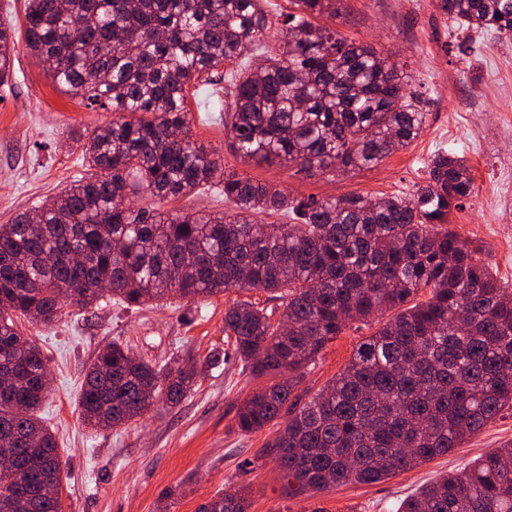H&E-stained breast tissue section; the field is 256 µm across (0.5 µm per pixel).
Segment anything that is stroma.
I'll use <instances>...</instances> for the list:
<instances>
[{"mask_svg": "<svg viewBox=\"0 0 512 512\" xmlns=\"http://www.w3.org/2000/svg\"><path fill=\"white\" fill-rule=\"evenodd\" d=\"M24 8L25 0H0V18L11 21L17 36L13 75L0 85V224L37 209L82 174L76 135L112 118L111 110L62 93L46 75L23 38ZM331 25L412 73L409 90L428 114L416 141L373 167L309 179L277 164L242 163L227 150L223 122L202 120L191 97L194 139L223 152L226 166L299 197H407L424 181L434 153H454L469 168L475 193L452 211L450 227L480 246V259L512 291V38L459 28L435 0H344ZM267 299V292L251 290L136 310L104 302L71 309L50 327L27 326L49 369L50 393L40 415L65 464V512H198L233 482L249 486L250 512H397L424 484L512 443L511 409L448 455L382 482L292 490L266 454L276 426L253 433L237 426L240 406L264 379L243 372L235 359L216 368L204 364L209 355L232 349L225 308L236 300ZM374 331L371 325L344 330L298 386L301 399L334 378ZM115 340L147 360L202 362L194 390L177 406L155 404L128 424L86 427L81 383L99 351Z\"/></svg>", "mask_w": 512, "mask_h": 512, "instance_id": "obj_1", "label": "stroma"}]
</instances>
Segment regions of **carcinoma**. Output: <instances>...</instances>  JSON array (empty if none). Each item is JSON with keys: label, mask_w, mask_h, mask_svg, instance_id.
I'll return each mask as SVG.
<instances>
[{"label": "carcinoma", "mask_w": 512, "mask_h": 512, "mask_svg": "<svg viewBox=\"0 0 512 512\" xmlns=\"http://www.w3.org/2000/svg\"><path fill=\"white\" fill-rule=\"evenodd\" d=\"M265 0H27L25 41L65 93L118 117L79 136L78 177L42 207L0 224V512H63V462L38 410L48 368L22 325L53 324L103 293L129 308L171 297L263 290L283 310L236 301L224 312L242 369L274 382L239 408L238 428L288 417L268 443L298 491L373 484L445 455L512 408V297L480 249L447 228L474 193L469 168L440 151L409 197H292L225 166L191 134L186 88L248 50L224 74L227 145L245 163H279L304 177L380 163L423 131L428 113L406 96L412 75L372 45L316 19L342 0H289L272 30ZM468 30L512 36V0H437ZM274 35L278 52L266 55ZM15 31L0 20V84L13 70ZM224 190L230 209L165 208L198 187ZM147 196L152 205H133ZM279 213L285 224H261ZM79 283L78 298L64 287ZM426 292L425 300L418 298ZM375 332L311 398L303 369L352 323ZM193 365L153 363L114 341L81 386L83 422L116 427L157 402L179 404ZM234 484L198 512H249ZM397 512H512V445L441 475Z\"/></svg>", "instance_id": "1"}]
</instances>
